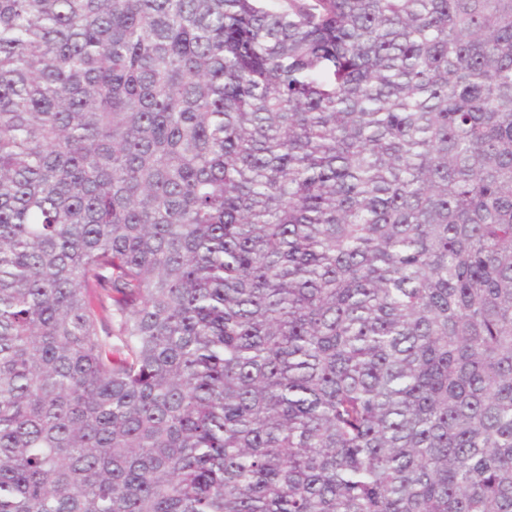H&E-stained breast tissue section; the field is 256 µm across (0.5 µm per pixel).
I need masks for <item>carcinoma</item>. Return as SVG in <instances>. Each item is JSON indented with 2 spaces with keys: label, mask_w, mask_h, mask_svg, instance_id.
<instances>
[{
  "label": "carcinoma",
  "mask_w": 512,
  "mask_h": 512,
  "mask_svg": "<svg viewBox=\"0 0 512 512\" xmlns=\"http://www.w3.org/2000/svg\"><path fill=\"white\" fill-rule=\"evenodd\" d=\"M0 512H512V0H0Z\"/></svg>",
  "instance_id": "cac0c4a2"
}]
</instances>
